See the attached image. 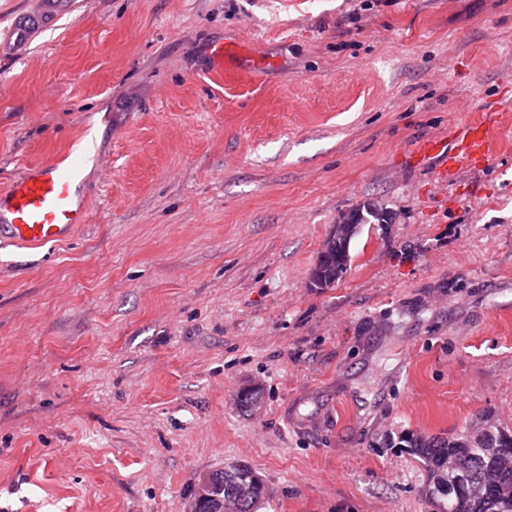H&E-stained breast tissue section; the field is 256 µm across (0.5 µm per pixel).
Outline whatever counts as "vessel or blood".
Instances as JSON below:
<instances>
[{
  "label": "vessel or blood",
  "mask_w": 512,
  "mask_h": 512,
  "mask_svg": "<svg viewBox=\"0 0 512 512\" xmlns=\"http://www.w3.org/2000/svg\"><path fill=\"white\" fill-rule=\"evenodd\" d=\"M68 0H43L41 8L15 21L0 41V53L15 54L33 35L50 26L65 11ZM512 121L507 112H485L474 122L459 127L448 138L424 141V155L439 154L457 169L492 151L491 128ZM80 165H44L0 192V243L44 245L68 239L75 226L85 223L87 212L81 202Z\"/></svg>",
  "instance_id": "b4317fda"
}]
</instances>
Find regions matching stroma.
<instances>
[{
    "label": "stroma",
    "instance_id": "obj_1",
    "mask_svg": "<svg viewBox=\"0 0 512 512\" xmlns=\"http://www.w3.org/2000/svg\"><path fill=\"white\" fill-rule=\"evenodd\" d=\"M72 2L0 58V186L92 144L73 242L0 247V512H432L402 435L512 430V127L418 149L512 105V0ZM512 120L509 112H483L479 119L451 132L447 139L424 141L419 150L424 156L441 154L445 163L457 169L467 168L477 156H487L492 152L489 129ZM357 208L352 211L358 216L356 224H372L370 218L382 224L381 222H388V216L384 213H379L373 210ZM356 224L352 222L349 214L343 216L339 224H336V228L327 239L324 244L323 250L328 249L336 245V249H331L325 253H320L315 270L312 269L316 278L319 280L320 286L318 288H331L335 286L336 282L343 278L346 273L348 266L351 262L350 245L345 255V249L341 242L337 243L336 239L341 238L348 242L356 228ZM360 229V228H359ZM359 229L354 233V236L359 232ZM316 278L310 277L311 286L316 288L315 285H319ZM224 471V470H223ZM207 477H204L198 483V497L202 500L215 498L216 500H220L221 505L223 506L219 512H232V506L228 503L224 502V499L228 500H236L237 499V511L238 512H254L255 510V502L250 501L246 503H239V498L237 497L236 485L243 481V477H246L247 481H251L253 478H258V476L253 472L249 467L242 466L234 467L229 470L220 473V475L215 474L214 480L216 483L224 485V496L220 499L211 495V487L207 482Z\"/></svg>",
    "mask_w": 512,
    "mask_h": 512
}]
</instances>
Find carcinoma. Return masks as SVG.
Wrapping results in <instances>:
<instances>
[{"label":"carcinoma","mask_w":512,"mask_h":512,"mask_svg":"<svg viewBox=\"0 0 512 512\" xmlns=\"http://www.w3.org/2000/svg\"><path fill=\"white\" fill-rule=\"evenodd\" d=\"M350 262L340 242L320 254L314 270L320 287L335 286ZM494 432V440L487 443L470 439L466 427L450 437H407L411 455L424 470V492L434 512H512V435L497 428ZM458 473L471 488L461 485L451 495L442 492ZM255 477V472L244 466L217 474L214 480L224 486V498L233 501L237 499L236 485Z\"/></svg>","instance_id":"cac0c4a2"}]
</instances>
